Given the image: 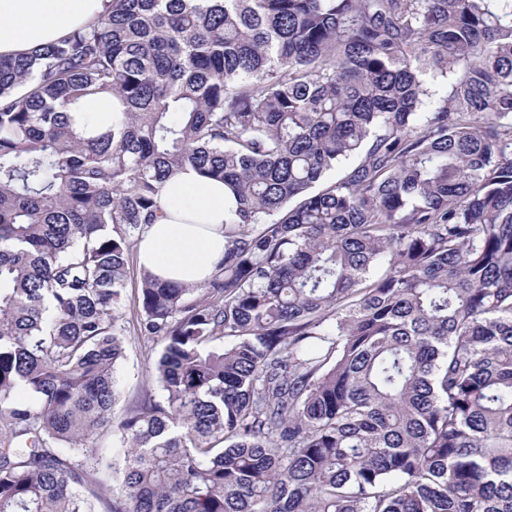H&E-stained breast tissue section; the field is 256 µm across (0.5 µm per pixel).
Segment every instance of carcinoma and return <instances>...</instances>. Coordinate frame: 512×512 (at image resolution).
Masks as SVG:
<instances>
[{
    "mask_svg": "<svg viewBox=\"0 0 512 512\" xmlns=\"http://www.w3.org/2000/svg\"><path fill=\"white\" fill-rule=\"evenodd\" d=\"M187 167L224 258L142 272L113 462L133 245ZM101 503L512 512V0H109L0 57V512ZM115 100L111 96H89L69 112L73 125L81 130L84 123L103 130L111 125ZM125 348V358L117 372L120 396L114 408L115 416L123 415L146 388V369L158 356L162 344L148 336H137L131 328L125 336Z\"/></svg>",
    "mask_w": 512,
    "mask_h": 512,
    "instance_id": "obj_1",
    "label": "carcinoma"
}]
</instances>
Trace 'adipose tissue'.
<instances>
[{
  "instance_id": "1",
  "label": "adipose tissue",
  "mask_w": 512,
  "mask_h": 512,
  "mask_svg": "<svg viewBox=\"0 0 512 512\" xmlns=\"http://www.w3.org/2000/svg\"><path fill=\"white\" fill-rule=\"evenodd\" d=\"M107 2L0 0V55L33 50L96 22ZM160 198L166 216L140 235L138 265L164 280L203 284L224 256V184L188 168L163 183Z\"/></svg>"
}]
</instances>
